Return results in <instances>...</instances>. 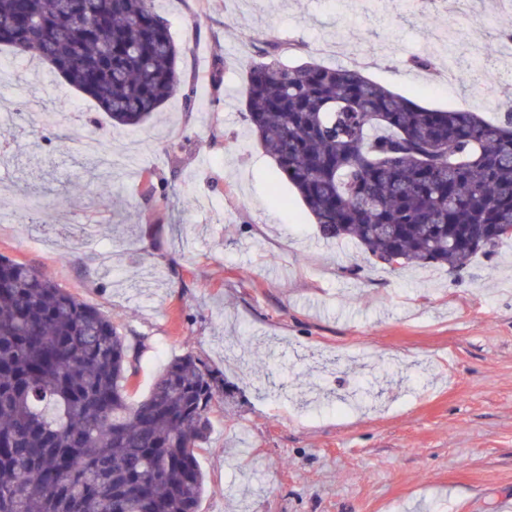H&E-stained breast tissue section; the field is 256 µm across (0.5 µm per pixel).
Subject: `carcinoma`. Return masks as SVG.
I'll list each match as a JSON object with an SVG mask.
<instances>
[{
  "instance_id": "cac0c4a2",
  "label": "carcinoma",
  "mask_w": 512,
  "mask_h": 512,
  "mask_svg": "<svg viewBox=\"0 0 512 512\" xmlns=\"http://www.w3.org/2000/svg\"><path fill=\"white\" fill-rule=\"evenodd\" d=\"M159 0H0V46L39 57L115 127L171 96L192 101ZM247 72L248 133L326 240L373 264L466 269L512 240V107L489 122L422 107L355 68L288 65L259 47ZM112 318L47 274L0 256V512H199L196 449L222 380L173 358L147 397Z\"/></svg>"
}]
</instances>
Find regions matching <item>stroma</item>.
<instances>
[{"label":"stroma","mask_w":512,"mask_h":512,"mask_svg":"<svg viewBox=\"0 0 512 512\" xmlns=\"http://www.w3.org/2000/svg\"><path fill=\"white\" fill-rule=\"evenodd\" d=\"M196 100L112 127L90 97L0 47V255L40 268L148 345L221 375L200 512H499L512 498V241L461 275L382 269L323 240L247 133L263 42L284 62L360 68L430 109L488 121L512 100V0H161ZM495 60L492 95L470 80ZM419 58L430 68L416 67ZM223 90L213 99L214 63ZM111 201L101 203L99 189ZM63 192L69 203L53 204ZM39 197L41 209L19 202ZM272 374L281 390L262 383ZM366 406L343 399L356 388Z\"/></svg>","instance_id":"1"}]
</instances>
